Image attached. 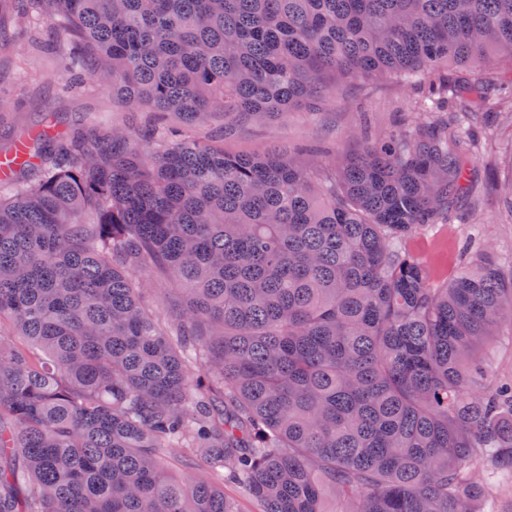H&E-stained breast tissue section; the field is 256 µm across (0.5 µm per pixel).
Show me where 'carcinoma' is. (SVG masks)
<instances>
[{
	"label": "carcinoma",
	"instance_id": "cac0c4a2",
	"mask_svg": "<svg viewBox=\"0 0 512 512\" xmlns=\"http://www.w3.org/2000/svg\"><path fill=\"white\" fill-rule=\"evenodd\" d=\"M51 16L128 108L286 112L356 76L486 103L512 0H0ZM0 197V512H494L512 475V268L436 285L406 248L468 176L459 120L334 173L117 129ZM184 285L164 321L132 270ZM179 450L208 477L179 480Z\"/></svg>",
	"mask_w": 512,
	"mask_h": 512
}]
</instances>
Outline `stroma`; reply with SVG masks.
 Listing matches in <instances>:
<instances>
[{
  "instance_id": "35a3bbf8",
  "label": "stroma",
  "mask_w": 512,
  "mask_h": 512,
  "mask_svg": "<svg viewBox=\"0 0 512 512\" xmlns=\"http://www.w3.org/2000/svg\"><path fill=\"white\" fill-rule=\"evenodd\" d=\"M66 52L67 43L50 19L0 21V156L43 130L62 137L103 124L124 131L131 146L142 148L151 130L163 124L222 145L229 154L262 155L281 148L306 166L320 167L354 152L365 138L438 118L421 110L419 89L350 78L313 108L245 116L207 112L188 124L176 112L127 110L113 99L111 86L86 72L67 73ZM486 72L493 80L489 104L467 120L471 177L447 222L421 230L410 243L439 283L462 271L479 250L512 258V210L502 191L512 178V65L493 60Z\"/></svg>"
}]
</instances>
